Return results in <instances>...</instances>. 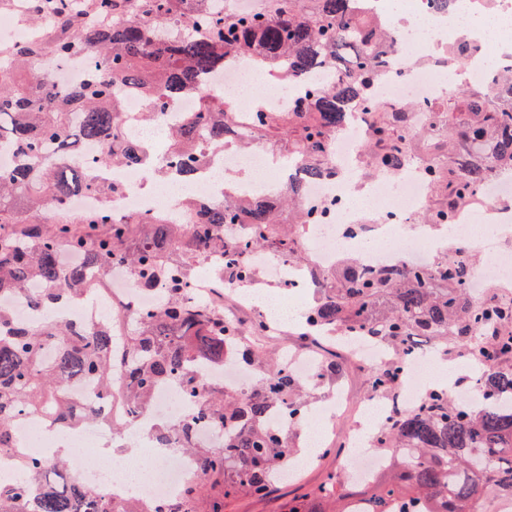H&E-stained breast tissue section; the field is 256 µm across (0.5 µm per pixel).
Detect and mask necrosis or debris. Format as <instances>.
Wrapping results in <instances>:
<instances>
[{
    "instance_id": "1",
    "label": "necrosis or debris",
    "mask_w": 512,
    "mask_h": 512,
    "mask_svg": "<svg viewBox=\"0 0 512 512\" xmlns=\"http://www.w3.org/2000/svg\"><path fill=\"white\" fill-rule=\"evenodd\" d=\"M465 10L451 21L442 36L433 35L428 27L434 14L426 0H373L377 14L396 19L392 33V63L374 83L372 97L390 107L414 102L428 106L437 103L447 92L451 76L446 66L438 63L436 53L451 41L468 36L474 21L493 20L501 30L512 29V0H464ZM480 51L472 59L465 74L468 82L487 84V74L512 63V53L502 49L498 38L489 34L477 36ZM205 86L212 93L233 102L249 96L256 86L254 73L239 67L226 68L224 73L210 77ZM198 109L196 98L185 97L173 102L165 111H157L154 103L128 94L124 110L128 116L125 129L136 143L152 142L156 132L175 125L184 113ZM157 112L150 126L136 123V116ZM363 122L351 124L336 139V174L330 178L309 181L303 185V203L312 216L306 227L302 245L309 254V265L317 275L334 272L337 258L344 253H360L364 267L395 264H432L438 250L425 240L412 241L408 227L417 223L427 203V168L411 161L398 180L392 184L372 183L362 186L358 146L366 137ZM233 171L253 173L272 188L280 182L271 153L264 147L240 151L233 145L224 149H203L199 172L189 193L167 189L146 193V174L138 166L124 163L99 173L102 182L121 185V193L102 199L85 192L71 202L73 210L91 214L102 205H109L114 214L149 219L160 211L180 209L187 201H213L223 197L224 185L217 174ZM365 193L376 221L352 208L357 193ZM450 246L471 250L479 246L484 255L482 264L473 266L467 286L473 295H481L488 283L512 284V182L493 176L482 183L472 202L457 211L448 224ZM250 261L264 285L279 289L282 294L295 293L308 287L303 274H291L286 262L262 252L252 253ZM154 286L135 283L126 273L110 271L102 295L87 301L66 302L52 310L53 315L75 323H84L101 316L102 307L122 314L151 306ZM189 300L210 296L245 309L259 310L256 296L218 279L215 274L195 276L189 282ZM430 351H423L405 365L403 377L392 398L369 393L357 407L360 417H375L377 424L387 422L394 408L415 406L430 387L422 373L430 364ZM185 400L178 384L168 383L156 388L147 412L133 419L134 431L144 432L151 422L184 411ZM101 432L99 426L85 424L77 428L63 427L46 419L23 417L17 434L28 454L46 457L53 449L71 448L75 454L71 467L79 473L83 484L94 491L110 492L115 498H131L148 490L154 502L164 503L176 498L190 479L196 478L195 460L178 448H170L160 466L148 470L143 483H135L111 457L99 456L94 464L84 462L85 453L94 451ZM351 449L347 472L359 484H366L384 469L382 457L364 446V434L352 429L345 434Z\"/></svg>"
}]
</instances>
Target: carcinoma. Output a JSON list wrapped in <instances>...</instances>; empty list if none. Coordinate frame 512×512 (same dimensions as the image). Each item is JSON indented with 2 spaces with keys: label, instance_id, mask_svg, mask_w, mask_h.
Instances as JSON below:
<instances>
[{
  "label": "carcinoma",
  "instance_id": "obj_1",
  "mask_svg": "<svg viewBox=\"0 0 512 512\" xmlns=\"http://www.w3.org/2000/svg\"><path fill=\"white\" fill-rule=\"evenodd\" d=\"M61 16L51 47L24 43L0 63V152L13 164L0 170V301L29 296L35 313L64 301L95 295L89 273L112 268L135 281L161 283L159 304L116 323L108 318L83 326L42 317L18 324L0 305V452H18L14 423L27 414L62 425L125 423V409L148 407L157 385L183 383L189 403L182 417L154 426L157 448L175 439L197 458L199 478L186 484L165 512H226L241 496L263 495L280 476L286 457L299 452L291 429L270 426L278 405L295 422L308 406L304 384L289 359L270 353L264 333L246 331L212 301L185 298L188 280L209 250L224 253V268L241 287L257 282L249 256L262 251L305 267L299 242L310 223L302 187L288 185L274 201L241 199L230 193L197 202L177 216L160 213L152 222L102 211L70 219L73 197L89 191L106 197L121 191L101 186L97 172L121 162L157 177H189L199 158L197 142L230 141L232 125L223 98L200 80L224 65H259L278 80L300 86L299 101L287 112L254 105V132L236 143L246 148L258 138L286 167H301L317 178L335 173L325 157L331 138L362 107L370 133L360 152L366 179L402 173L413 152L433 144L427 132H402L405 113L376 104L370 86L392 48V22L371 13L370 0H263L251 13H238L218 0H40ZM187 13L181 30L168 31L171 16ZM476 46L460 38L441 62L462 66ZM51 52L61 59L91 57L87 75L62 89L33 74V61ZM494 94L475 85L434 106L448 130L430 164L427 224H446L467 204L477 186L495 173L512 171V67L496 71ZM135 90L160 107L183 96L198 98L200 109L168 130L171 156L162 165L148 148L124 140V95ZM89 141L98 153L79 152ZM78 263L65 267L60 243ZM475 258L443 250L425 267L363 269L360 261L341 264L315 289L303 315L306 329L328 339L355 335L393 351L390 362L373 371V390H387L400 377L407 356L419 351L415 339L448 353V342L465 348L483 365L478 391L484 404L467 408L433 387L413 410L389 419L371 447L387 457L388 476L365 488L372 512H469L470 504L492 489L512 497V305L488 293L479 302L465 288ZM233 352L255 371L248 390L209 378L210 367ZM92 382L97 398L117 402L120 412L99 416L90 402L78 407L69 386ZM209 423L224 444L198 447L191 425ZM350 483L331 473L316 489L297 496L288 512H348ZM0 512H157L149 497L115 501L86 488L71 472L67 457L19 458V472L0 481Z\"/></svg>",
  "mask_w": 512,
  "mask_h": 512
}]
</instances>
